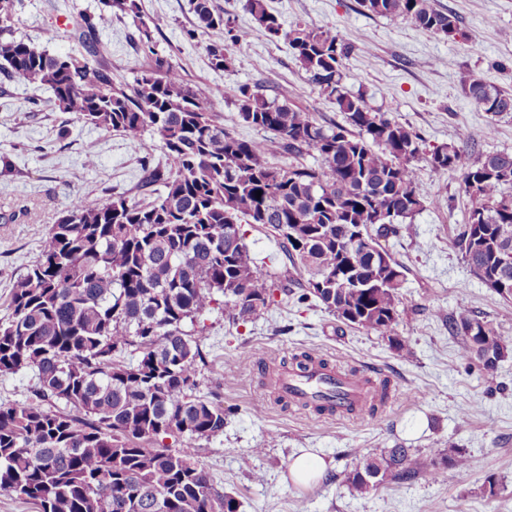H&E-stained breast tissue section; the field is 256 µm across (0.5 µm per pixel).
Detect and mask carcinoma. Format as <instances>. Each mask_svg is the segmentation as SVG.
<instances>
[{
  "label": "carcinoma",
  "mask_w": 512,
  "mask_h": 512,
  "mask_svg": "<svg viewBox=\"0 0 512 512\" xmlns=\"http://www.w3.org/2000/svg\"><path fill=\"white\" fill-rule=\"evenodd\" d=\"M113 14L139 20L138 41L152 57L132 86L116 83L92 43L106 14L81 13L73 35L93 60L53 54L13 36V0H0V75L52 91L54 104L86 123L124 133L139 145L150 131L166 156V170L144 181L148 202L111 195L87 204L73 199L52 225L39 255L13 283L8 321L0 324V374L31 369L33 397L0 405V492L35 504L39 512H239L235 497L196 461L194 441L224 433L229 410L217 392L197 394L200 344L185 325L219 307L237 324L274 302L278 285L261 272L241 224L258 225L280 240L292 264L307 275V293L349 327L375 333L401 352L398 336L402 266L380 239L396 236L425 205L428 191L418 163L458 173L472 201L458 246L472 275L512 299V154L471 157L454 144L427 152L404 125L343 91L347 48L329 29L282 30L267 0H243L259 30L288 40L313 85L335 99L344 124L325 126L308 112L268 101L246 87L228 97L242 120L269 131L296 157L269 160L265 142L224 129L155 53L139 0H105ZM210 34L211 66L234 67L238 36L212 0H191ZM366 11L408 20L445 36L461 33L458 18L433 0H360ZM466 97L493 120L512 112V93L472 74L460 77ZM262 191L256 197V191ZM461 337L460 356L494 373L508 351L490 324L461 312L448 318ZM61 401L66 412L44 408ZM187 439L181 448L158 445L162 435ZM471 456L439 448L417 455L396 445L364 457L344 482L360 494L387 478L438 481Z\"/></svg>",
  "instance_id": "carcinoma-1"
}]
</instances>
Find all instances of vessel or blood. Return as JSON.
I'll list each match as a JSON object with an SVG mask.
<instances>
[{
	"label": "vessel or blood",
	"mask_w": 512,
	"mask_h": 512,
	"mask_svg": "<svg viewBox=\"0 0 512 512\" xmlns=\"http://www.w3.org/2000/svg\"><path fill=\"white\" fill-rule=\"evenodd\" d=\"M276 393L289 402L312 405L327 396H338L337 414L346 406L364 411L371 404L361 375H344L331 366L316 365L305 372L286 370L273 379Z\"/></svg>",
	"instance_id": "b4317fda"
}]
</instances>
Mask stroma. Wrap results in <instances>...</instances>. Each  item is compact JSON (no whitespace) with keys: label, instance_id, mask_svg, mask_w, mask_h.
<instances>
[{"label":"stroma","instance_id":"1","mask_svg":"<svg viewBox=\"0 0 512 512\" xmlns=\"http://www.w3.org/2000/svg\"><path fill=\"white\" fill-rule=\"evenodd\" d=\"M460 20L463 37L425 31L405 20L371 14L357 0H268L283 29L303 24L336 30L350 51L343 85L366 105L417 133L426 147L461 144L476 137L475 154L512 153V114L488 120L463 94L459 75L469 72L489 85L512 90V0H435ZM239 37L235 65L211 68L210 36L197 28L190 0H140L153 31L154 49L177 66L188 86L225 129L265 141L269 157L287 162L277 138L245 124L227 99V88L245 85L266 99L291 91L290 102L321 124L344 118L335 101L310 82L285 39H270L243 10L242 0H212ZM101 0H15V37L47 44L60 54L84 55L71 36L76 13H99ZM56 31L46 41L47 31ZM131 17L99 27L94 42L115 81L133 82L149 62L134 42ZM495 131L483 136L487 122ZM0 319H8L14 281L36 259L49 228L73 196L93 202L108 193L142 202L145 168H164L156 140L144 136L133 151L123 133L84 123L61 111L50 92L0 78ZM430 195L408 229L382 242L404 266L399 352L375 333L340 326L315 300L275 294L267 312L236 325L214 308L199 317L195 336L207 366L200 393L220 392L234 407L219 438L197 440L199 462L236 497L239 512H512V353L487 374L462 360L448 318L469 311L491 323L512 346V300L471 275L456 241L471 201L459 175L418 170ZM245 242L273 281L297 288L300 276L273 234L248 227ZM302 352L332 365L388 377L393 391L373 414L332 417L279 401L271 378L280 363ZM424 454L432 448L465 449L471 467L448 470L438 482L389 480L360 495L344 482L363 456L394 445ZM312 451L331 461L328 477L302 488L292 484V459Z\"/></svg>","mask_w":512,"mask_h":512}]
</instances>
